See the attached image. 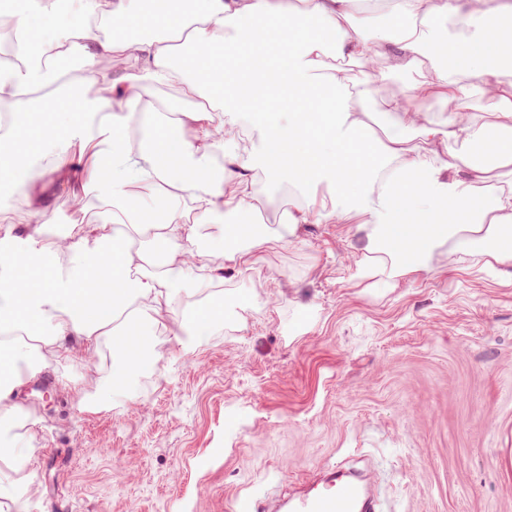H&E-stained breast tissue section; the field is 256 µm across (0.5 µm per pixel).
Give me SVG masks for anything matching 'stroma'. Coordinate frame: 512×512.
<instances>
[{
	"label": "stroma",
	"instance_id": "stroma-1",
	"mask_svg": "<svg viewBox=\"0 0 512 512\" xmlns=\"http://www.w3.org/2000/svg\"><path fill=\"white\" fill-rule=\"evenodd\" d=\"M354 98L382 130L406 77L386 47L342 61ZM255 165L248 270L224 290L257 305L186 354L146 326L158 361L135 399L93 411L73 389L51 401L28 386L39 422L27 442L30 490L0 468L11 512H233L288 498L336 462L359 472L382 512H512V266L432 254L427 270L394 281L357 276L364 258L347 225L313 222L287 245L274 236L303 205L288 172L268 176L257 133L224 129ZM47 237L93 222L108 206L51 199Z\"/></svg>",
	"mask_w": 512,
	"mask_h": 512
}]
</instances>
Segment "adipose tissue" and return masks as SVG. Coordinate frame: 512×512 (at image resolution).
Returning <instances> with one entry per match:
<instances>
[{
  "mask_svg": "<svg viewBox=\"0 0 512 512\" xmlns=\"http://www.w3.org/2000/svg\"><path fill=\"white\" fill-rule=\"evenodd\" d=\"M355 0H22L13 13L16 48L0 46V184L14 183L20 218L0 231V465L18 482L31 460L25 431L38 423L27 384L78 364L92 375L87 407L129 393L154 359L140 344L145 323L168 316L185 286L211 289L171 333L192 352L248 304L223 292L225 270L247 268L241 224L253 163L239 149L217 157L215 132L241 123L257 131L267 173L292 168L305 206L278 236L294 242L311 219L351 223L363 244L361 276L394 280L426 269L434 251L512 264V0H385L392 68L409 76L410 107L395 132L374 137L351 105L342 68L328 55L370 60L376 40ZM456 25L444 32L439 22ZM278 42L275 54L257 39ZM81 71L93 99L63 101V66ZM177 87L188 105L158 112L157 87ZM490 100L492 123L476 122L473 96ZM453 103L445 121L429 101ZM289 130L281 132L280 113ZM60 150L44 168L31 156ZM86 155V181L71 183V153ZM108 202L102 223L69 225L45 241L53 212L46 187ZM165 218L153 222L155 203ZM221 248L227 269L207 265L200 238Z\"/></svg>",
  "mask_w": 512,
  "mask_h": 512,
  "instance_id": "ef3b65f1",
  "label": "adipose tissue"
}]
</instances>
